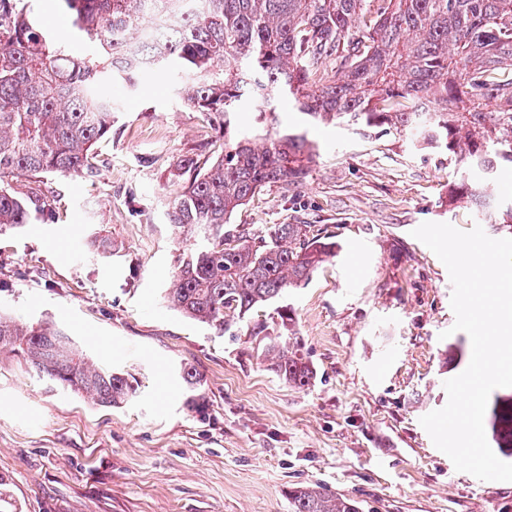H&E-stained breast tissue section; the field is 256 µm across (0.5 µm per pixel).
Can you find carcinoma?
I'll return each mask as SVG.
<instances>
[{
    "instance_id": "obj_1",
    "label": "carcinoma",
    "mask_w": 512,
    "mask_h": 512,
    "mask_svg": "<svg viewBox=\"0 0 512 512\" xmlns=\"http://www.w3.org/2000/svg\"><path fill=\"white\" fill-rule=\"evenodd\" d=\"M92 52L80 55L47 33L29 0H0V231L44 213L35 194L8 178L64 177L94 170L93 146L112 129V97L97 79L129 88L176 60L188 105L224 120V153L181 161L188 185L170 223L193 238L166 306L229 331L230 319L306 284L336 254L310 224H274L265 235L229 229L234 213L271 184L303 182L317 155L304 134L253 145L227 120L243 99L262 119L273 101L315 122L405 134L448 151L467 177L448 191L488 223L512 230V204L491 209L475 171L492 179L512 168V0H62ZM268 369L302 389L315 377L301 344L263 322ZM38 376L86 393L101 407L134 396L125 375L95 367L51 321L24 325L0 315V353ZM291 512H359L323 485L288 490Z\"/></svg>"
}]
</instances>
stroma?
Returning <instances> with one entry per match:
<instances>
[{
    "label": "stroma",
    "mask_w": 512,
    "mask_h": 512,
    "mask_svg": "<svg viewBox=\"0 0 512 512\" xmlns=\"http://www.w3.org/2000/svg\"><path fill=\"white\" fill-rule=\"evenodd\" d=\"M30 8L88 51L59 0ZM102 91L118 110L95 145V173L11 182L45 197L49 212L0 233V314L52 320L138 390L104 408L0 354V476L15 512H290L297 484L328 486L361 512H512V482L456 471L420 424L446 405L444 383L466 369L472 345L452 329L445 265L412 231L437 222L494 232L468 207L449 208L462 170L447 152L394 132L313 127L276 103L261 120L243 105L231 135L304 133L319 155L301 185L268 186L232 225L314 224L338 248L307 284L227 334L162 302L187 245L168 220L182 186L174 173L185 158L220 155L218 121L185 104L172 69ZM94 232L111 239V257L88 246ZM280 305L293 309L316 372L303 389L268 370L251 334ZM186 365L203 376V407L187 403Z\"/></svg>",
    "instance_id": "stroma-1"
}]
</instances>
